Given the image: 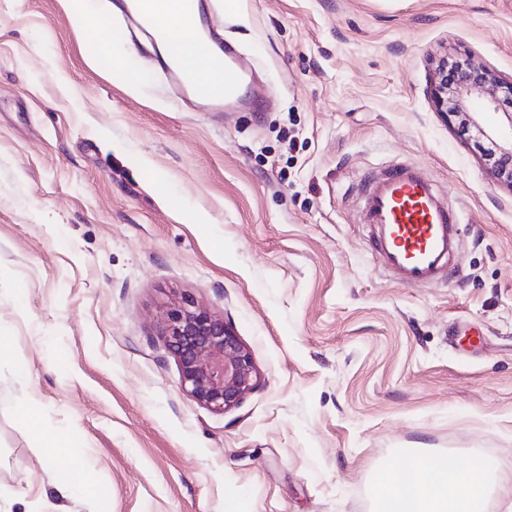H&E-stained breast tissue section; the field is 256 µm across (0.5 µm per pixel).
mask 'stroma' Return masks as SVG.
<instances>
[{"label": "stroma", "mask_w": 512, "mask_h": 512, "mask_svg": "<svg viewBox=\"0 0 512 512\" xmlns=\"http://www.w3.org/2000/svg\"><path fill=\"white\" fill-rule=\"evenodd\" d=\"M212 8L268 111L178 100L112 0H0V512H375L404 452L485 460L511 501L512 188L431 83L446 59L512 78V0ZM105 40L124 74L92 63ZM397 161L461 209L448 282L399 286L366 244L357 183ZM188 297L257 371L222 412L162 334ZM84 471L101 495L59 491ZM18 414L25 420L35 431L36 436L41 444L37 447L44 456L54 459L67 455L71 442L63 436H57L53 432L47 431L41 423L40 416L26 402H21L18 407Z\"/></svg>", "instance_id": "1"}]
</instances>
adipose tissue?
Returning <instances> with one entry per match:
<instances>
[{
  "label": "adipose tissue",
  "mask_w": 512,
  "mask_h": 512,
  "mask_svg": "<svg viewBox=\"0 0 512 512\" xmlns=\"http://www.w3.org/2000/svg\"><path fill=\"white\" fill-rule=\"evenodd\" d=\"M196 27L181 26L178 40L170 49L180 65L202 84L220 88L224 70L214 65L208 51L199 44ZM380 512H487L490 485L487 468L474 462L459 468L448 457L406 456L375 475Z\"/></svg>",
  "instance_id": "1"
}]
</instances>
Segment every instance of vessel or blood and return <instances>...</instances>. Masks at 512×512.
Returning a JSON list of instances; mask_svg holds the SVG:
<instances>
[{
  "mask_svg": "<svg viewBox=\"0 0 512 512\" xmlns=\"http://www.w3.org/2000/svg\"><path fill=\"white\" fill-rule=\"evenodd\" d=\"M112 9L152 40L167 39V31L154 25L152 0H114ZM236 57L233 44L219 41L214 62L224 69V94L206 99L209 111L260 106L261 99L249 78L234 67ZM157 63L183 94L197 95L194 81L177 60L161 57ZM360 202L369 237L398 285L431 286L453 273L460 246V211L449 205L436 181L421 166L396 164L368 177L361 188Z\"/></svg>",
  "mask_w": 512,
  "mask_h": 512,
  "instance_id": "vessel-or-blood-1",
  "label": "vessel or blood"
}]
</instances>
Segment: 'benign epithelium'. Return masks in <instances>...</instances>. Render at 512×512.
<instances>
[{
  "label": "benign epithelium",
  "mask_w": 512,
  "mask_h": 512,
  "mask_svg": "<svg viewBox=\"0 0 512 512\" xmlns=\"http://www.w3.org/2000/svg\"><path fill=\"white\" fill-rule=\"evenodd\" d=\"M470 70L461 73L457 85L464 86L492 103L512 100V80H504L483 65L468 61ZM448 62L440 65L433 97L448 117H469L458 91L448 86ZM489 154V173L512 188V142L496 145ZM168 349L176 356L181 387L201 405L225 411L240 403L253 387L256 371L248 350L241 344L224 318L184 300L167 313L163 328Z\"/></svg>",
  "instance_id": "7a95c632"
}]
</instances>
